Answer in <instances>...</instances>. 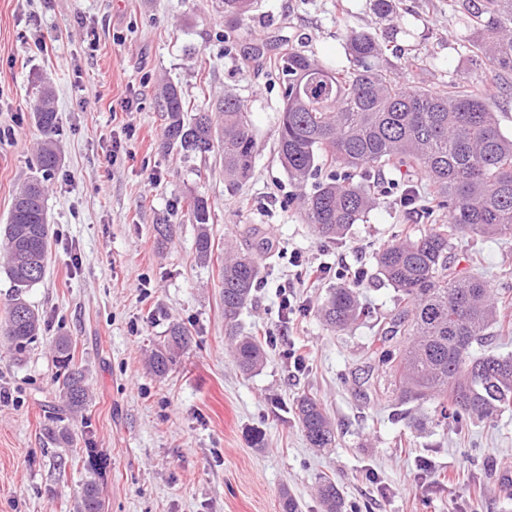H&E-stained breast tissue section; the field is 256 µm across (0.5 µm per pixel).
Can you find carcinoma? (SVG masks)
Wrapping results in <instances>:
<instances>
[{"mask_svg":"<svg viewBox=\"0 0 512 512\" xmlns=\"http://www.w3.org/2000/svg\"><path fill=\"white\" fill-rule=\"evenodd\" d=\"M222 3L224 16L236 21L250 11L252 0ZM449 6L477 33L462 39L460 48L491 73L481 91L468 81L452 80L438 89L419 86L416 58L398 55L375 32L353 28L347 29L346 67L326 66L286 38L278 40L273 56L255 47L251 58L269 60L279 74V160L288 179L303 190L299 209L318 238L343 239L352 225L366 221L375 205L372 172L404 167L428 178L432 198L425 207L431 223L374 256L378 274L398 292L395 312L379 326L374 355L378 367L393 378L400 402L433 400L437 424L459 427L471 417L488 419L512 411V355L473 350L494 327L512 335V294L460 272L452 256L453 241L466 235L512 238V136L502 132L488 105L512 74V0H451ZM398 9L399 0L372 3L382 20L395 17ZM161 96L164 146L190 157L211 152L219 142L226 189L236 192L250 178L254 163V138L242 102L224 95L217 105V124L204 106L187 115L175 85L164 84ZM34 119L43 135L35 173L16 189L7 222L0 225L7 245L5 273L13 288L5 335L20 356L41 329V317L25 295L44 275L50 247L44 182L60 164L58 117L47 88L35 105ZM437 210L448 212V222H439ZM187 213L197 225L196 256L206 262L212 257L208 199L190 196ZM259 279L260 267L251 253L224 258V322L234 358L245 373L258 371L265 360L255 337L235 331ZM318 312L334 331L370 316L347 285L332 289ZM190 342L187 328L170 326L164 343L149 355L150 370L166 375L177 351ZM55 350L64 369L63 402L77 413L89 398L84 374L71 366L67 337L58 338ZM292 411L311 447L335 446L336 429L316 398L298 397ZM318 493L323 512H358V505L346 503L329 481L320 483ZM81 512H101L91 483L83 492Z\"/></svg>","mask_w":512,"mask_h":512,"instance_id":"cac0c4a2","label":"carcinoma"}]
</instances>
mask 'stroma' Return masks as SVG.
Segmentation results:
<instances>
[{"mask_svg":"<svg viewBox=\"0 0 512 512\" xmlns=\"http://www.w3.org/2000/svg\"><path fill=\"white\" fill-rule=\"evenodd\" d=\"M388 25L395 44L420 58L428 85L483 76L461 53L460 39L473 31L448 0H400ZM388 25L369 0H255L240 21L225 18L220 0H0V224L33 174L42 139L33 109L46 87L61 155L46 183V271L26 296L42 318L39 338L20 358L0 337V512H77L91 482L102 512H282L285 491L301 512H322L325 478L362 512H512V412L468 420L460 432L437 427L433 402H399L372 357L375 322L398 297L373 256L421 224L400 197L409 186L426 189L425 175H372L376 204L366 221L343 240L319 239L278 158L279 75L245 58L250 47L285 37L342 67L347 28ZM38 38L51 55L36 53ZM167 82L194 106H215L227 93L244 104L255 165L236 193L224 186L218 153L162 149L159 90ZM126 98L128 112L118 108ZM192 193L212 209L205 263L184 207ZM158 224L173 228L162 246ZM230 249L253 252L261 268L240 326L266 342L267 360L249 375L224 327ZM452 253L459 270L512 289V238L466 236ZM317 266L322 274L309 278ZM341 269L360 273L371 317L334 332L317 309L340 286ZM286 287L291 312L280 306ZM175 323L194 341L160 379L148 357ZM59 336L70 338L89 389L78 414L62 411ZM303 393L335 420L336 447L306 442L291 413ZM257 430L260 447L250 442ZM90 448L105 455L103 474L87 466Z\"/></svg>","mask_w":512,"mask_h":512,"instance_id":"35a3bbf8","label":"stroma"}]
</instances>
